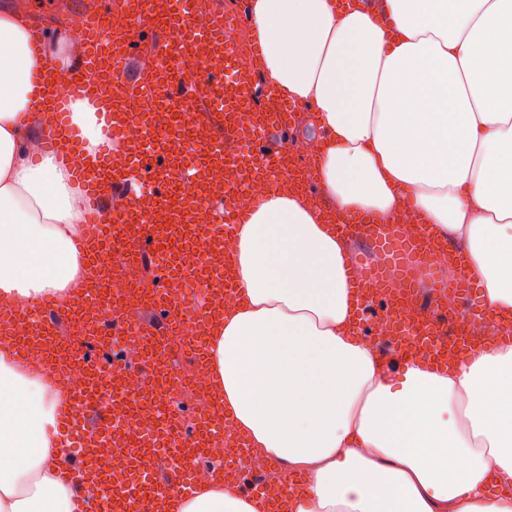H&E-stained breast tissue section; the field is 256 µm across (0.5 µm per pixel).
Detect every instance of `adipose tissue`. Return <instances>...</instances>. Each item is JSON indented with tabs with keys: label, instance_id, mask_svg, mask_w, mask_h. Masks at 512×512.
<instances>
[{
	"label": "adipose tissue",
	"instance_id": "ef3b65f1",
	"mask_svg": "<svg viewBox=\"0 0 512 512\" xmlns=\"http://www.w3.org/2000/svg\"><path fill=\"white\" fill-rule=\"evenodd\" d=\"M267 81L309 109L318 201L276 189L239 225L236 295L207 339L208 382L250 448L305 483L272 498L237 485L164 512H512V334L437 364L380 357L349 276L356 238L327 221L412 209L464 256L487 314L512 325V0H246ZM41 49L0 11V302L65 299L86 279L81 190L38 131ZM58 391L0 351V512H83L60 478Z\"/></svg>",
	"mask_w": 512,
	"mask_h": 512
}]
</instances>
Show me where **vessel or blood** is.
Segmentation results:
<instances>
[{
	"label": "vessel or blood",
	"mask_w": 512,
	"mask_h": 512,
	"mask_svg": "<svg viewBox=\"0 0 512 512\" xmlns=\"http://www.w3.org/2000/svg\"><path fill=\"white\" fill-rule=\"evenodd\" d=\"M127 12L136 18L135 27L118 47L103 42L101 33L111 24L112 13ZM156 36L157 49L136 83H129L124 71L134 59L139 42ZM82 49L84 67L66 82L49 80L43 99L55 120L46 135L49 147L71 163L75 178L95 220L83 249L87 261L106 255L114 239L128 241L139 262L156 256L168 279L182 275L205 277L226 269L223 254L203 252L196 262H187L198 241L221 238L233 233L247 215L235 209L232 197L257 173L286 176L297 169L285 152L281 136L293 121L292 107L279 99L274 88L256 72L241 70L232 49L224 43V12L211 6L208 13L196 15L192 0H113L111 7L91 13L71 32ZM109 96L111 106L100 118L109 139L100 146L95 160H87L83 140L69 119L71 102L95 101ZM256 127L260 136L239 144L237 130L242 123ZM141 125L152 140L145 148L143 163L122 170L117 161L132 156L135 147L126 134L130 125ZM190 129L189 140L180 150H172L171 141ZM224 167L230 174L219 193H211L206 173L212 166ZM129 195L125 209L112 208V194ZM199 193L204 206L188 202L186 195ZM342 233L363 231L370 246L384 255L396 278L398 289H391L383 272L366 265L355 266L360 292L375 295L385 303V312L399 317L405 305L417 309L412 334L426 337L434 357L448 359L467 346L468 339L457 312L448 308V290L439 285L430 298H422L407 272L411 265L425 268L437 276L441 256L426 232L403 240L383 224L365 221L360 226L340 222ZM142 336L148 352L155 357L152 375L144 387L156 404H164L172 377L159 363L165 340L161 328L133 325ZM39 343L50 361L63 359L67 349L57 331L54 318H47L20 340L21 347ZM118 377L92 376L88 385L70 394L61 409L65 425L83 428L84 411L93 407L105 385H118ZM95 440L82 444L75 466L67 468L65 481L78 485L95 465L96 478L108 470L120 468L123 478L109 498L96 502L92 512H161V504L170 492L166 479L147 485H133V478L145 470L154 455L128 451L120 439L112 438L111 424L102 415L93 419ZM209 433L207 422H200L196 433L187 435L171 421L155 430L151 441L164 447L168 459L181 458L186 445L202 446Z\"/></svg>",
	"instance_id": "1"
}]
</instances>
